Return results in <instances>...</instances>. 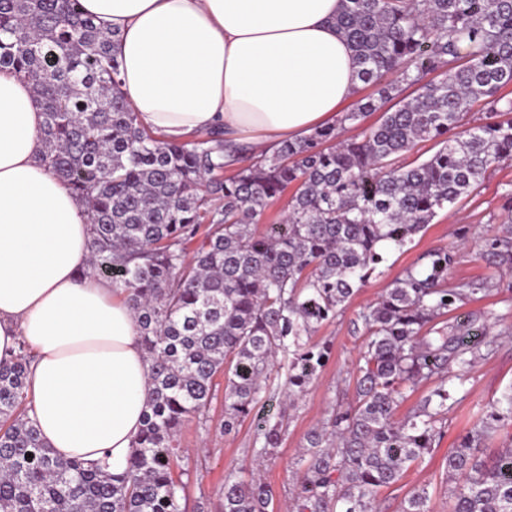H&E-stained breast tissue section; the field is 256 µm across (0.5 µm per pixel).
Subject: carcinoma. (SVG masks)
Instances as JSON below:
<instances>
[{"label": "carcinoma", "mask_w": 512, "mask_h": 512, "mask_svg": "<svg viewBox=\"0 0 512 512\" xmlns=\"http://www.w3.org/2000/svg\"><path fill=\"white\" fill-rule=\"evenodd\" d=\"M341 3L336 27L377 96L254 155L219 130L168 143L142 128L121 90L116 32L78 0H0V70L32 86L45 162L87 213V266L121 290L151 365L143 426L114 476L45 445L27 416L28 350L0 362V512H186L177 436L207 418L220 376L224 434L256 418L253 453L274 456L285 414L257 411L273 369L284 371L291 408L332 355L312 336L388 249L411 243L512 158V98L500 95L512 85V0ZM404 86L416 95L399 97ZM481 105L485 115L469 120ZM374 112L377 122L361 126ZM347 124L361 131L340 141ZM425 141L437 147L429 158L396 164ZM290 187L285 215L257 231ZM457 259L454 247L426 252L359 312L353 401L307 434L289 512H380L381 490L432 451L451 408L448 377L466 380L480 348L496 343L448 314L505 284L512 225L483 241L490 276L448 284ZM507 425L512 386L448 453L450 512H512V446L485 461L471 453ZM222 498V512H270L274 495L260 478L228 476ZM427 501L415 490L400 512H429Z\"/></svg>", "instance_id": "obj_1"}]
</instances>
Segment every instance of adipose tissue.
I'll list each match as a JSON object with an SVG mask.
<instances>
[{
    "mask_svg": "<svg viewBox=\"0 0 512 512\" xmlns=\"http://www.w3.org/2000/svg\"><path fill=\"white\" fill-rule=\"evenodd\" d=\"M341 0H79L116 50L139 123L182 143L223 129L264 150L334 123L360 86ZM44 116L0 71V360L32 349L28 415L64 458L127 467L151 393L137 321L86 275L89 226L39 161Z\"/></svg>",
    "mask_w": 512,
    "mask_h": 512,
    "instance_id": "1",
    "label": "adipose tissue"
}]
</instances>
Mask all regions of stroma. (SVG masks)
Segmentation results:
<instances>
[{
    "mask_svg": "<svg viewBox=\"0 0 512 512\" xmlns=\"http://www.w3.org/2000/svg\"><path fill=\"white\" fill-rule=\"evenodd\" d=\"M510 190L512 162H506L490 170L472 195L440 211L432 224L415 236L412 244L390 250L380 274L360 288L342 315L315 334V341L331 343L333 355L317 382L297 399L290 411L281 447L262 468V475L274 493V508H281L295 486V462L307 433L320 425L334 406L352 398V372L364 344L362 330L355 327L360 310L374 302L386 285L422 254L454 243V231L461 224L470 225L472 235L468 244L460 249L458 262L448 279L454 282L486 277L488 270L477 256L480 239L496 233L502 225L512 224V214L502 208L504 195ZM483 313L490 315V330L500 334V341L487 357L477 362L468 380L457 386L454 404L432 452L412 464L397 484L381 491L382 512H399L404 498L421 486L429 491L430 512H448L445 458L449 450L480 420L487 406L512 386V292L502 290L476 295L459 311L463 317ZM223 414V400H214L209 422L202 424L190 419L178 436L185 450L184 458L177 463L178 468L185 471L183 496L188 506L202 505L204 512H221L225 477L248 479L255 464L252 452L255 421L246 419L236 432L227 435L218 427Z\"/></svg>",
    "mask_w": 512,
    "mask_h": 512,
    "instance_id": "35a3bbf8",
    "label": "stroma"
}]
</instances>
